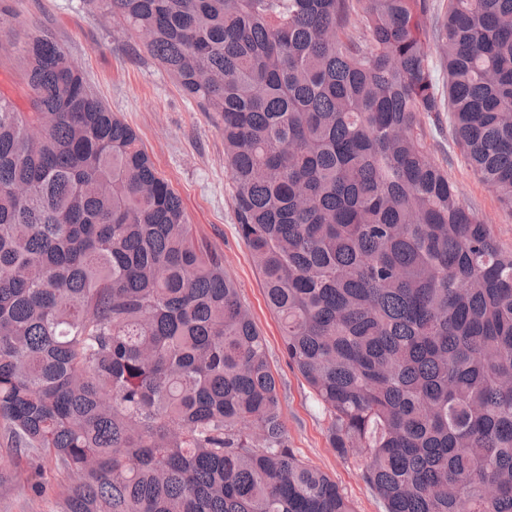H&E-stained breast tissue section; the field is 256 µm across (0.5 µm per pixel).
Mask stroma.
I'll use <instances>...</instances> for the list:
<instances>
[{
	"label": "stroma",
	"mask_w": 512,
	"mask_h": 512,
	"mask_svg": "<svg viewBox=\"0 0 512 512\" xmlns=\"http://www.w3.org/2000/svg\"><path fill=\"white\" fill-rule=\"evenodd\" d=\"M15 12L8 41L24 45L49 35L81 71L91 90L138 133L158 171L179 195L196 235L224 254V268L266 339L279 383L288 446L307 465L326 473L355 512H383L360 476L362 457L336 453L329 419L285 354L280 325L266 305L261 278L240 239L224 140L209 113L188 100L147 50L144 35L111 18L98 0H0ZM434 160L447 168L461 198L489 224L497 243L512 251V211L503 209L462 156L450 128L429 131ZM7 426L0 421V512H55L68 480L50 463L29 457L14 465ZM47 478L43 496L31 491Z\"/></svg>",
	"instance_id": "35a3bbf8"
}]
</instances>
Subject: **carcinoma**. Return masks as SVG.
<instances>
[{
    "instance_id": "carcinoma-1",
    "label": "carcinoma",
    "mask_w": 512,
    "mask_h": 512,
    "mask_svg": "<svg viewBox=\"0 0 512 512\" xmlns=\"http://www.w3.org/2000/svg\"><path fill=\"white\" fill-rule=\"evenodd\" d=\"M224 138L284 351L384 512H512V0H102ZM447 74L440 91L431 46ZM0 91V420L59 512H354L288 446L267 344L140 137L48 36ZM443 130L426 128L434 160L448 169V176L461 198L489 224L492 235L505 250L512 251V211L503 209L493 193L479 180L462 156L448 126V112H441Z\"/></svg>"
}]
</instances>
